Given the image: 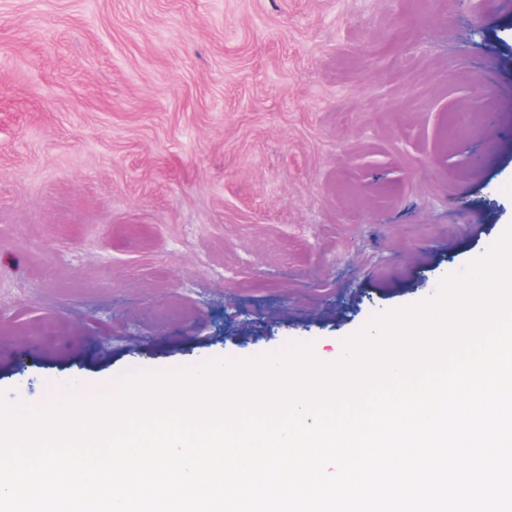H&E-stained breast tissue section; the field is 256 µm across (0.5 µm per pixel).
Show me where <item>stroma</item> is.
Segmentation results:
<instances>
[{
  "label": "stroma",
  "mask_w": 512,
  "mask_h": 512,
  "mask_svg": "<svg viewBox=\"0 0 512 512\" xmlns=\"http://www.w3.org/2000/svg\"><path fill=\"white\" fill-rule=\"evenodd\" d=\"M511 226L512 0H0L1 406L334 352Z\"/></svg>",
  "instance_id": "35a3bbf8"
}]
</instances>
